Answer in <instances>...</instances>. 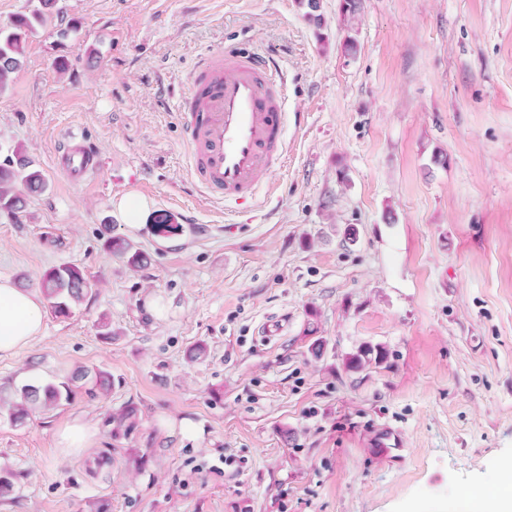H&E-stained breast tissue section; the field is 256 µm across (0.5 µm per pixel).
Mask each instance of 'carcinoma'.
Instances as JSON below:
<instances>
[{"label": "carcinoma", "instance_id": "cac0c4a2", "mask_svg": "<svg viewBox=\"0 0 512 512\" xmlns=\"http://www.w3.org/2000/svg\"><path fill=\"white\" fill-rule=\"evenodd\" d=\"M58 0H39V7L30 15L16 17L9 26L0 27V93L5 91L24 63L28 33L35 25L45 23L59 13ZM48 184L44 173L23 147L18 145L0 159V211L13 216L24 211L27 196L41 194ZM109 250L127 257L129 266L136 268L144 262L143 254L131 251L129 244L108 242ZM42 291L56 314L66 315L91 292L83 270L76 264H63L48 269L41 281ZM387 352L380 345L364 344L346 356L347 370L358 372L371 365L386 362ZM91 396L107 394L112 389V375L102 369H77L57 383H28L9 393H0V415L7 414L14 424H22L36 409L54 410L68 405L79 389Z\"/></svg>", "mask_w": 512, "mask_h": 512}]
</instances>
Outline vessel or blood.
<instances>
[{
    "mask_svg": "<svg viewBox=\"0 0 512 512\" xmlns=\"http://www.w3.org/2000/svg\"><path fill=\"white\" fill-rule=\"evenodd\" d=\"M287 81L259 51L219 46L202 53L181 96L182 133L193 183L208 195L235 204L257 197L261 177L284 152ZM97 145L67 138L58 169L82 182L100 168Z\"/></svg>",
    "mask_w": 512,
    "mask_h": 512,
    "instance_id": "b4317fda",
    "label": "vessel or blood"
}]
</instances>
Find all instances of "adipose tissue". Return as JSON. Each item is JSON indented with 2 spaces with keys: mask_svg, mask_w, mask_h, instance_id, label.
<instances>
[{
  "mask_svg": "<svg viewBox=\"0 0 512 512\" xmlns=\"http://www.w3.org/2000/svg\"><path fill=\"white\" fill-rule=\"evenodd\" d=\"M45 301L34 291L0 278V358L28 347L43 331ZM503 487L462 494L450 507L434 512H512V461L502 467Z\"/></svg>",
  "mask_w": 512,
  "mask_h": 512,
  "instance_id": "obj_1",
  "label": "adipose tissue"
}]
</instances>
